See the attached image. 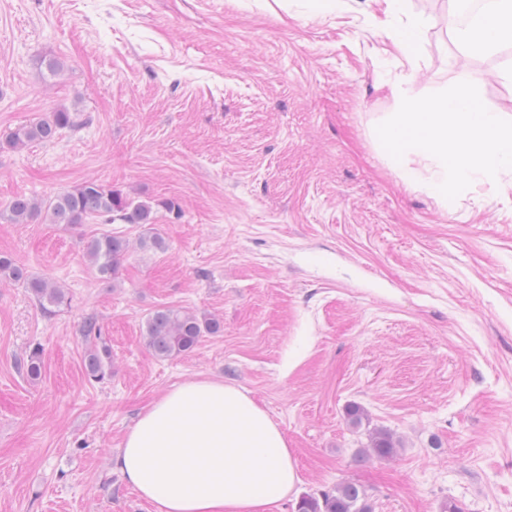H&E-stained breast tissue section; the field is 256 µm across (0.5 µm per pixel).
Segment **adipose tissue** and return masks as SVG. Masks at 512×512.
<instances>
[{
    "mask_svg": "<svg viewBox=\"0 0 512 512\" xmlns=\"http://www.w3.org/2000/svg\"><path fill=\"white\" fill-rule=\"evenodd\" d=\"M408 0H383L374 24L412 57L428 27L407 15ZM406 15L397 25L398 15ZM469 52L512 44V0H490L475 23H449ZM112 463L128 485L159 512H271L298 480L288 441L241 389L204 377L165 392L124 436Z\"/></svg>",
    "mask_w": 512,
    "mask_h": 512,
    "instance_id": "obj_1",
    "label": "adipose tissue"
}]
</instances>
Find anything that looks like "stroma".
I'll list each match as a JSON object with an SVG mask.
<instances>
[{
  "label": "stroma",
  "mask_w": 512,
  "mask_h": 512,
  "mask_svg": "<svg viewBox=\"0 0 512 512\" xmlns=\"http://www.w3.org/2000/svg\"><path fill=\"white\" fill-rule=\"evenodd\" d=\"M410 5L429 21L411 62L369 0H0V138L58 109L90 117L0 151V210L89 177L181 210L151 228L167 252L132 249L109 281L81 238L149 228L0 222V252L68 297L48 316L0 286V512H157L111 459L156 397L201 377L286 436L299 480L276 512L342 482L371 512H512V207L484 187L441 206L375 139L399 108L381 82L408 75L418 97L472 82L512 119V45L459 52L452 0ZM164 306L224 331L157 358L143 328ZM88 313L112 352L101 382ZM377 430L393 456L365 454ZM81 333L89 344L83 360L86 374L91 380H103L111 374L112 361L107 345L101 341L103 331L97 315L85 314Z\"/></svg>",
  "instance_id": "1"
}]
</instances>
